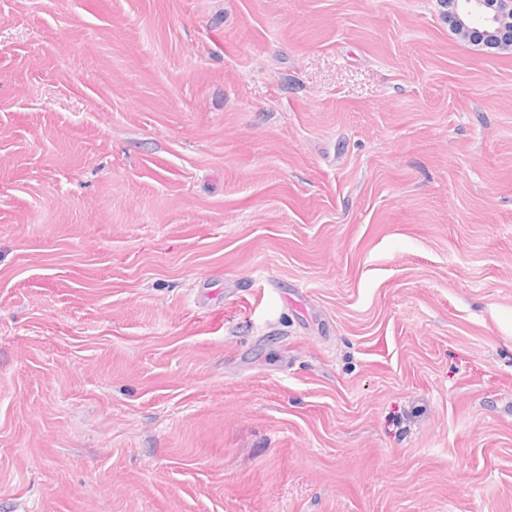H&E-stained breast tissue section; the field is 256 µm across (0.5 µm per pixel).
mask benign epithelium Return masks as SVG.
<instances>
[{"label":"benign epithelium","mask_w":512,"mask_h":512,"mask_svg":"<svg viewBox=\"0 0 512 512\" xmlns=\"http://www.w3.org/2000/svg\"><path fill=\"white\" fill-rule=\"evenodd\" d=\"M449 25L490 49L512 46V0H443Z\"/></svg>","instance_id":"obj_1"}]
</instances>
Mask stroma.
<instances>
[{
  "label": "stroma",
  "instance_id": "35a3bbf8",
  "mask_svg": "<svg viewBox=\"0 0 512 512\" xmlns=\"http://www.w3.org/2000/svg\"><path fill=\"white\" fill-rule=\"evenodd\" d=\"M0 512H512V49L0 0Z\"/></svg>",
  "mask_w": 512,
  "mask_h": 512
}]
</instances>
